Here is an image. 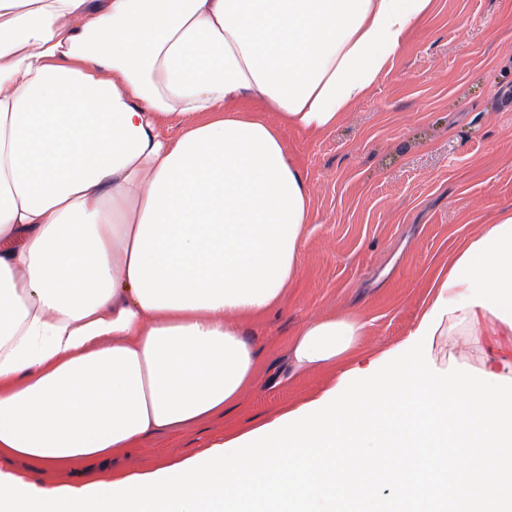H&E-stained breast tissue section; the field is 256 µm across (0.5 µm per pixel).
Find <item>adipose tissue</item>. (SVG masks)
Returning <instances> with one entry per match:
<instances>
[{
  "label": "adipose tissue",
  "instance_id": "1",
  "mask_svg": "<svg viewBox=\"0 0 512 512\" xmlns=\"http://www.w3.org/2000/svg\"><path fill=\"white\" fill-rule=\"evenodd\" d=\"M433 2L0 0V461L115 483L151 433L241 407L246 324L310 221L281 131L335 125ZM492 327L473 305L438 333ZM366 329L304 323L293 370L366 368Z\"/></svg>",
  "mask_w": 512,
  "mask_h": 512
}]
</instances>
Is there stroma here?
<instances>
[{
	"label": "stroma",
	"instance_id": "obj_1",
	"mask_svg": "<svg viewBox=\"0 0 512 512\" xmlns=\"http://www.w3.org/2000/svg\"><path fill=\"white\" fill-rule=\"evenodd\" d=\"M282 136L306 179L311 222L281 310L252 327L259 387L230 418L154 434L113 469L193 456L228 423L249 426L318 393L331 373L294 374L287 364L310 319L359 314L367 356L406 341L435 277L512 210V0H434L335 126Z\"/></svg>",
	"mask_w": 512,
	"mask_h": 512
}]
</instances>
